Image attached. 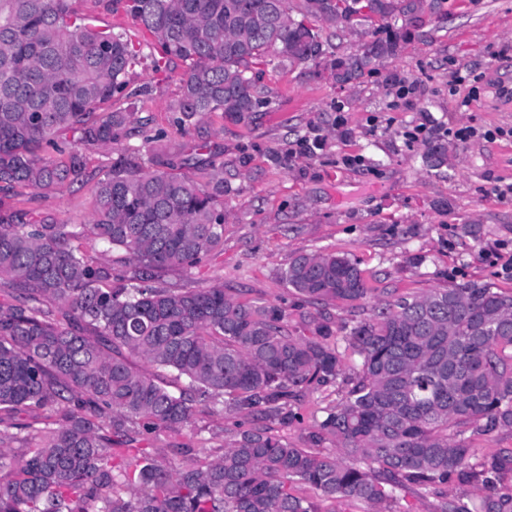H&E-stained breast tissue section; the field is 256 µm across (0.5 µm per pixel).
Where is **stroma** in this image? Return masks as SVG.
I'll list each match as a JSON object with an SVG mask.
<instances>
[{
  "mask_svg": "<svg viewBox=\"0 0 512 512\" xmlns=\"http://www.w3.org/2000/svg\"><path fill=\"white\" fill-rule=\"evenodd\" d=\"M395 59L357 83L336 87L306 66L266 69L270 107L242 118L215 112L200 131L181 134L172 121L179 95L172 78L136 67L132 83L148 94L118 108L134 112L145 165L171 162L177 174L206 184L195 143L206 141L224 164V248L190 276L173 270L172 286L223 287L233 298L263 300L288 310L300 325L297 299L281 279L296 253L353 256L373 298L447 288L469 280L512 289L502 262L512 257V138L486 131L512 129V0H443L438 13ZM463 84H456V75ZM510 88V95L499 92ZM475 128L455 141L447 129ZM438 146L440 166L428 155ZM88 178L42 193L18 189L6 207L51 216L60 224L91 221L93 188L113 152L83 146ZM234 418L193 406L180 432L159 430L145 441L168 468L173 449L211 455L231 439Z\"/></svg>",
  "mask_w": 512,
  "mask_h": 512,
  "instance_id": "obj_1",
  "label": "stroma"
}]
</instances>
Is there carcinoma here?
Listing matches in <instances>:
<instances>
[{"mask_svg":"<svg viewBox=\"0 0 512 512\" xmlns=\"http://www.w3.org/2000/svg\"><path fill=\"white\" fill-rule=\"evenodd\" d=\"M98 0L152 36L100 31L72 0H0V191H51L84 181L78 144L57 161L64 129L117 153L93 190L91 224H58L0 203V512H319L323 500L357 499L368 512H398L415 487L435 512H512V448L481 457L475 438L512 430V292L466 281L377 300L338 326L267 301H239L221 286L162 288L161 274L197 266L224 245V165L208 185L146 170L130 144L133 113L93 114L130 100L135 67L178 75L174 123L188 133L214 112L241 117L271 103L263 68L325 64L344 86L399 55L439 0ZM368 36L339 52L323 26ZM130 255L112 275L83 248ZM282 280L317 310L366 299L363 271L346 254L301 252ZM177 373L180 395L125 353ZM340 394L317 410L299 448L249 428L209 460L172 452L170 470L119 442L178 431L192 403L286 427L309 394ZM47 413L22 435L5 417ZM330 439L336 447L316 446ZM26 449L15 461L8 450Z\"/></svg>","mask_w":512,"mask_h":512,"instance_id":"1","label":"carcinoma"}]
</instances>
